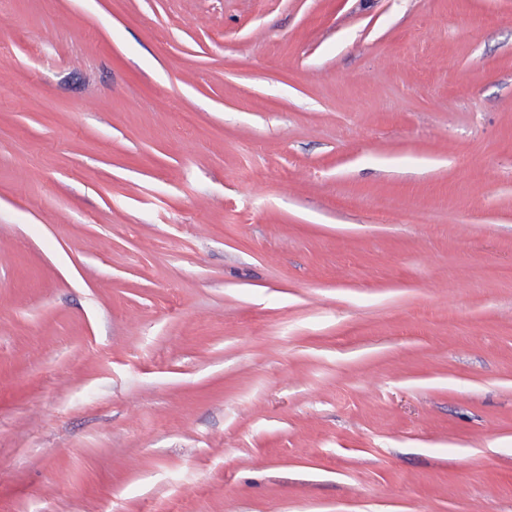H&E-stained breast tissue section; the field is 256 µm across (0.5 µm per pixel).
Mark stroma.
Here are the masks:
<instances>
[{
	"mask_svg": "<svg viewBox=\"0 0 512 512\" xmlns=\"http://www.w3.org/2000/svg\"><path fill=\"white\" fill-rule=\"evenodd\" d=\"M0 512H512V0H0Z\"/></svg>",
	"mask_w": 512,
	"mask_h": 512,
	"instance_id": "1",
	"label": "stroma"
}]
</instances>
